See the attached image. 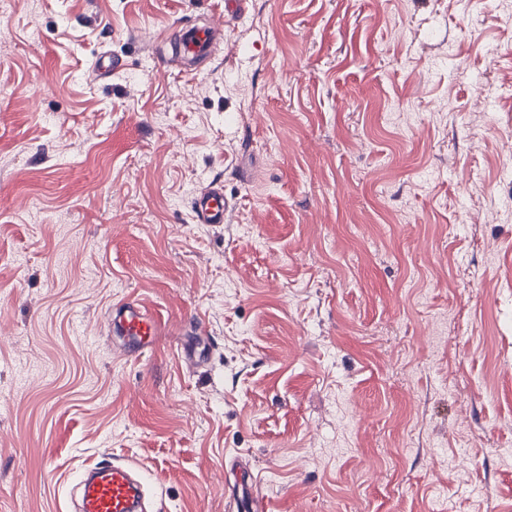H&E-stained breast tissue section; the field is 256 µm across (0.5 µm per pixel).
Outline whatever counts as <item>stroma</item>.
I'll return each mask as SVG.
<instances>
[{
  "label": "stroma",
  "mask_w": 512,
  "mask_h": 512,
  "mask_svg": "<svg viewBox=\"0 0 512 512\" xmlns=\"http://www.w3.org/2000/svg\"><path fill=\"white\" fill-rule=\"evenodd\" d=\"M510 83L512 0H0V512L108 455L150 512H512ZM216 29L211 25L183 27L175 30L174 36L182 58L194 61L209 55ZM190 208L196 224L224 223L227 209L224 186L219 182H210L193 196ZM109 321L112 335L122 339L123 353L142 357L152 350L159 318L145 311L135 299L128 298L114 307Z\"/></svg>",
  "instance_id": "obj_1"
}]
</instances>
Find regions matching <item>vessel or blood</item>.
<instances>
[{"instance_id":"b4317fda","label":"vessel or blood","mask_w":512,"mask_h":512,"mask_svg":"<svg viewBox=\"0 0 512 512\" xmlns=\"http://www.w3.org/2000/svg\"><path fill=\"white\" fill-rule=\"evenodd\" d=\"M216 30L209 25L184 27L174 31L183 58L194 61L207 57ZM224 187L210 182L191 200L195 223L220 224L226 216ZM113 335L122 340L123 353L140 357L152 350L158 330L156 315L145 311L132 298L114 307L109 318ZM140 466L131 460H111L83 471L77 484L76 512H143L140 502L145 494ZM238 512H264L263 497L253 487L243 486L235 499Z\"/></svg>"}]
</instances>
